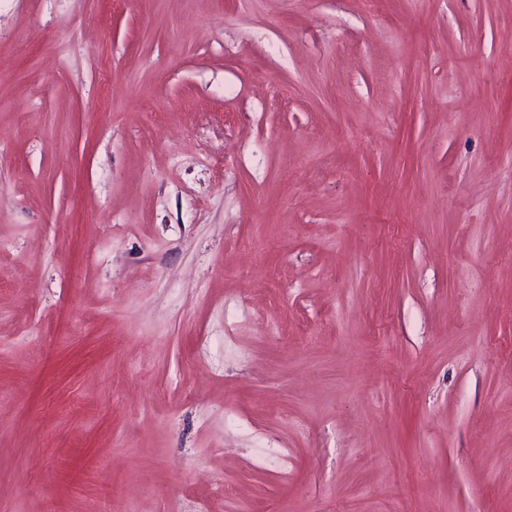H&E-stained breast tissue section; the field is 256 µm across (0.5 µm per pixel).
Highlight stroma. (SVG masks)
Segmentation results:
<instances>
[{"instance_id": "35a3bbf8", "label": "stroma", "mask_w": 512, "mask_h": 512, "mask_svg": "<svg viewBox=\"0 0 512 512\" xmlns=\"http://www.w3.org/2000/svg\"><path fill=\"white\" fill-rule=\"evenodd\" d=\"M0 512H512V0H0Z\"/></svg>"}]
</instances>
